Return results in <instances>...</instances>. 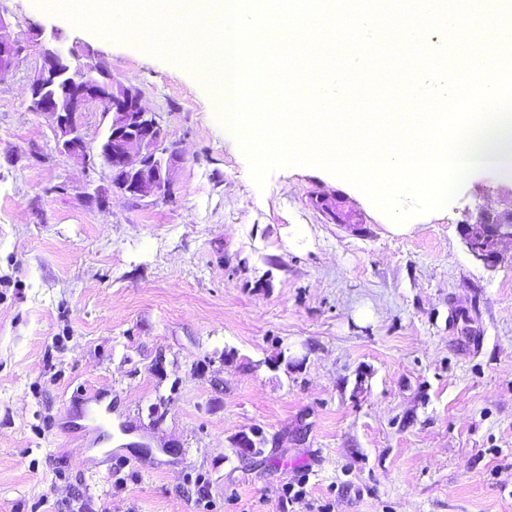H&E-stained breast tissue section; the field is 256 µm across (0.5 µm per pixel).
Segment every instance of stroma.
I'll list each match as a JSON object with an SVG mask.
<instances>
[{
  "instance_id": "35a3bbf8",
  "label": "stroma",
  "mask_w": 512,
  "mask_h": 512,
  "mask_svg": "<svg viewBox=\"0 0 512 512\" xmlns=\"http://www.w3.org/2000/svg\"><path fill=\"white\" fill-rule=\"evenodd\" d=\"M50 2L0 0L23 48L0 79V512H512V243L490 266L463 233L512 211V172L404 234L317 167L258 188L193 66ZM37 27L140 89L168 197L59 152L27 97ZM81 391L112 405L96 452Z\"/></svg>"
}]
</instances>
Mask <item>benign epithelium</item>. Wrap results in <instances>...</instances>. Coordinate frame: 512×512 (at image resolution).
I'll return each instance as SVG.
<instances>
[{
  "mask_svg": "<svg viewBox=\"0 0 512 512\" xmlns=\"http://www.w3.org/2000/svg\"><path fill=\"white\" fill-rule=\"evenodd\" d=\"M37 45L42 62L29 84L31 107L51 120L59 151L84 159L98 158L113 185L134 199L168 196L174 157L164 146L162 125L143 105L141 91L115 78L88 50L81 55L72 47L41 41ZM20 53L9 24L0 17L1 77L10 73ZM93 102L103 105L110 121L92 152L81 132V118ZM464 237L475 258L497 263L499 243L512 241V211L498 215L479 212L475 223L464 224ZM260 437L258 430L250 436L245 434L237 447L247 457H260L264 449L254 444Z\"/></svg>",
  "mask_w": 512,
  "mask_h": 512,
  "instance_id": "1",
  "label": "benign epithelium"
}]
</instances>
